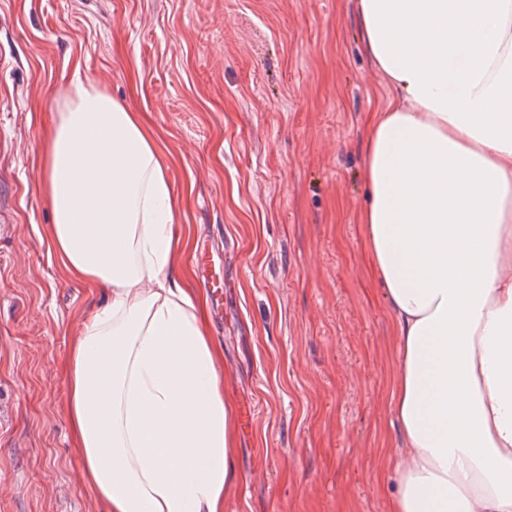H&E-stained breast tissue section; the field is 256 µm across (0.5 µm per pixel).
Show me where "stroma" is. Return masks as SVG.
Instances as JSON below:
<instances>
[{
  "instance_id": "obj_1",
  "label": "stroma",
  "mask_w": 512,
  "mask_h": 512,
  "mask_svg": "<svg viewBox=\"0 0 512 512\" xmlns=\"http://www.w3.org/2000/svg\"><path fill=\"white\" fill-rule=\"evenodd\" d=\"M357 0H0V512H105L67 413L70 349L110 294L61 276L44 147L74 73L139 113L182 206L241 481L224 512H388L393 314L359 222L385 100ZM224 263V296L197 257Z\"/></svg>"
}]
</instances>
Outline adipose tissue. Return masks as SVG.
I'll list each match as a JSON object with an SVG mask.
<instances>
[{"label":"adipose tissue","instance_id":"1","mask_svg":"<svg viewBox=\"0 0 512 512\" xmlns=\"http://www.w3.org/2000/svg\"><path fill=\"white\" fill-rule=\"evenodd\" d=\"M386 91L359 222L395 316L391 512H512V0H357ZM45 148L83 317L67 412L108 512H224L231 410L205 304L174 277L179 199L136 113L74 78Z\"/></svg>","mask_w":512,"mask_h":512}]
</instances>
